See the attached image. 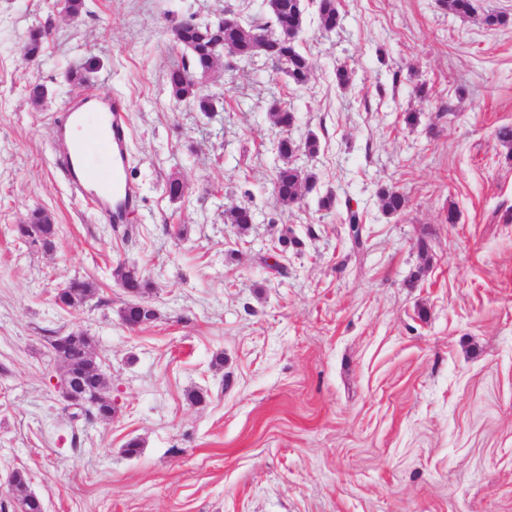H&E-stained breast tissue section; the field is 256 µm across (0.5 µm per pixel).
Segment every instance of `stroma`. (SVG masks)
<instances>
[{"label":"stroma","instance_id":"stroma-1","mask_svg":"<svg viewBox=\"0 0 512 512\" xmlns=\"http://www.w3.org/2000/svg\"><path fill=\"white\" fill-rule=\"evenodd\" d=\"M474 5L338 0L327 33L304 0L308 82L228 57L205 114L167 89L172 31L226 9L267 21L262 0H87L76 17L65 0H0V512L15 468L46 512H512V159L493 135L512 123V23H482L512 0ZM38 27L50 36L32 61ZM88 88L128 104L142 202L127 237L55 167L50 118ZM276 106L295 112L294 140L320 142L293 159L317 186L288 207L272 190ZM386 186L408 194L404 213L382 212ZM240 203L255 211L244 232L224 221ZM35 209L59 227L52 250L17 232ZM287 235L300 246L282 249ZM121 265L151 282V324L121 323ZM73 279L96 290L66 311L54 295ZM78 329L101 358L107 423L71 419L53 384L50 342Z\"/></svg>","mask_w":512,"mask_h":512}]
</instances>
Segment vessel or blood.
Listing matches in <instances>:
<instances>
[{
    "mask_svg": "<svg viewBox=\"0 0 512 512\" xmlns=\"http://www.w3.org/2000/svg\"><path fill=\"white\" fill-rule=\"evenodd\" d=\"M128 108L117 97L82 93L55 117L59 140L66 146L55 159L58 172L73 194L97 204L101 216L112 224L125 223L141 202L136 185L127 178ZM90 131L101 146L93 156L85 143L67 144L71 130Z\"/></svg>",
    "mask_w": 512,
    "mask_h": 512,
    "instance_id": "obj_1",
    "label": "vessel or blood"
}]
</instances>
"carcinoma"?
Masks as SVG:
<instances>
[{
	"instance_id": "1",
	"label": "carcinoma",
	"mask_w": 512,
	"mask_h": 512,
	"mask_svg": "<svg viewBox=\"0 0 512 512\" xmlns=\"http://www.w3.org/2000/svg\"><path fill=\"white\" fill-rule=\"evenodd\" d=\"M269 21L263 25H244L236 20L222 27L197 24L194 27L178 25L175 28L177 44L186 50L187 56L182 63L171 68L167 73V84L170 94L177 101L188 102L201 112H213L216 101L207 94L203 86L193 82L192 77H204L211 73L222 61L221 48L230 46L234 57L248 60L258 54L282 64L281 71L288 80L301 86L307 83L311 73L308 59L297 50L296 42L285 35L276 34L279 29L292 30L299 33L303 30L304 5L302 0H265ZM317 9L322 29L331 31L339 24V11L336 0H317ZM48 36L46 29L32 30L27 39V55L35 59L42 52L44 41ZM274 124L282 131H289L296 122V115L288 109L272 111ZM297 152L314 156L319 152L317 136H309L305 142L298 143L285 135L277 141V154L283 160L275 172L273 189L279 202L288 206L296 203L303 192H311L317 184V176L305 172L290 163ZM379 199L384 213L395 215L407 205V197L396 187L383 188L379 191ZM348 236L356 247L363 246L364 227L358 211L347 208ZM254 222V213L246 205H235L224 210V223L232 224L241 231H246ZM23 237L40 241L43 247L50 248L57 236V227L51 216L41 209L32 211L28 221L18 228ZM116 277L125 290L133 294L144 295L151 289L150 282L135 268L120 266L115 270ZM95 286L85 280H73L57 293L56 301L63 307L77 309L83 306L94 294ZM122 324L137 325L150 319L151 314L140 305H127L119 312ZM66 373L70 374L71 386L92 401L87 420L101 422L112 419V400L101 380L98 364L96 343L93 337L84 333L68 336L65 344L53 351ZM13 508L23 507L25 512H42L41 500L28 491V476L24 471L18 472L14 484L10 488Z\"/></svg>"
}]
</instances>
